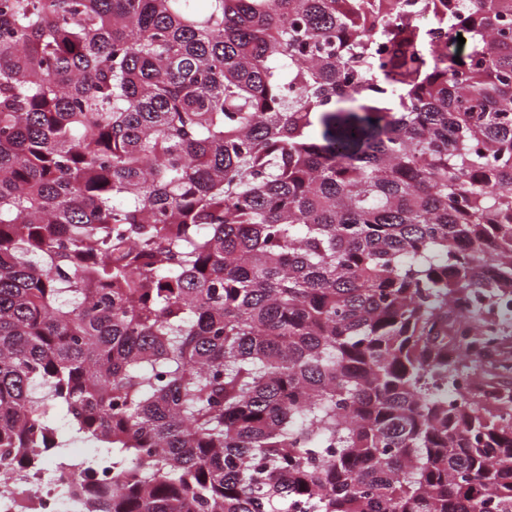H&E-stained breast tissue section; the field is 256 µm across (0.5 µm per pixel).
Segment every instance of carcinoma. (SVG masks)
<instances>
[{
	"label": "carcinoma",
	"mask_w": 512,
	"mask_h": 512,
	"mask_svg": "<svg viewBox=\"0 0 512 512\" xmlns=\"http://www.w3.org/2000/svg\"><path fill=\"white\" fill-rule=\"evenodd\" d=\"M506 305L512 0H0L16 512H512ZM11 482L18 484L32 502L36 512H79L81 506L70 497H61L59 490L63 486L54 480L52 487H45L37 476H22L15 473Z\"/></svg>",
	"instance_id": "obj_1"
}]
</instances>
